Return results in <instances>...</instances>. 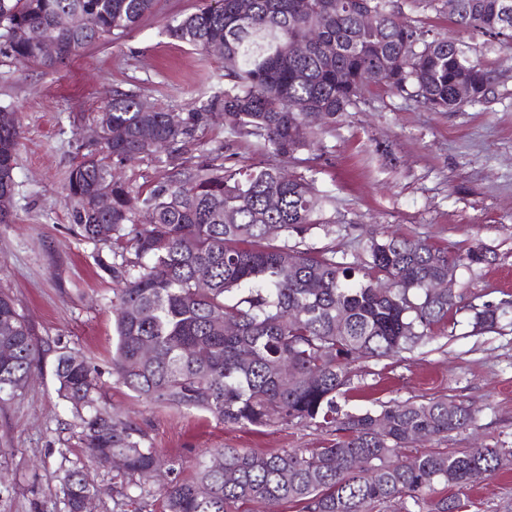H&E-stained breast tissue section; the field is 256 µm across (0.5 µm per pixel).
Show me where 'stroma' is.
<instances>
[{
  "mask_svg": "<svg viewBox=\"0 0 512 512\" xmlns=\"http://www.w3.org/2000/svg\"><path fill=\"white\" fill-rule=\"evenodd\" d=\"M393 3L426 38L450 35L482 47L480 60L496 81L483 103L457 112H428L414 100L370 87L319 146L288 164L289 171L314 179L317 189L334 198L321 216L322 228L306 244L351 260L362 255L369 233H410L460 255L481 245L493 260L458 267L462 296L447 323L437 327L436 343L401 358L357 363L345 406L445 394L473 404L479 430L419 441L408 455L512 448V324L481 333L470 312L474 305L512 301V50L459 29L445 0ZM200 4L160 0L156 13L132 31L86 48L54 72L0 58V107L16 112L22 126L13 221L0 224V290L13 296L46 350L22 395L0 405V483L6 488L0 512H63L55 492L63 472L75 464L88 469L101 489L93 512H161L162 489L192 476L196 457L206 449L270 453L318 448L329 437L314 426L240 428L148 406L112 375L109 268L133 250L96 245L71 231L66 178L92 147L78 117L98 111L118 88L139 90L181 115L196 111L203 94L222 90V62L198 55L167 33L168 25ZM216 148L228 166L268 160L256 138L232 134L220 120L180 143L179 158L194 162ZM58 347L96 365L106 402L127 414L148 443L176 459L175 471L142 478L88 457L76 421L55 390ZM462 501V512H512V470L466 490Z\"/></svg>",
  "mask_w": 512,
  "mask_h": 512,
  "instance_id": "obj_1",
  "label": "stroma"
}]
</instances>
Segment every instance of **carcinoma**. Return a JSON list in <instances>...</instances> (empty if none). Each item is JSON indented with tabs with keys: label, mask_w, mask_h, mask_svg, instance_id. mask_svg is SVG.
Segmentation results:
<instances>
[{
	"label": "carcinoma",
	"mask_w": 512,
	"mask_h": 512,
	"mask_svg": "<svg viewBox=\"0 0 512 512\" xmlns=\"http://www.w3.org/2000/svg\"><path fill=\"white\" fill-rule=\"evenodd\" d=\"M359 0H203L169 26V36L203 55L218 47L224 91L196 112L170 122L169 113L134 90H117L93 117L102 136L70 169L67 199L74 231L94 244L129 238L134 259L110 268L116 343L112 375L146 405L202 412L218 424L266 427L282 422L326 426L335 432L320 448L275 453L210 448L195 476L170 484L162 512H241L253 503L276 512L282 502L301 512H461L460 494L512 465V448L479 455L426 451L408 460L402 449L417 438H446L476 428L473 407L446 397L382 403L344 411L339 399L353 366L413 353L435 340L460 293L431 295L425 284L448 278L460 259L426 239L372 235L360 260L336 251L303 248L330 202L313 181L291 175L283 163L314 147L367 85L407 95L430 112L481 103L493 71L451 36L424 38L391 0H364L379 14L361 28ZM156 0H0V56L19 66L54 69L77 52L131 31L153 13ZM461 29H477L512 49V0H446ZM77 11L97 18L83 32L69 26ZM316 34L308 51L298 38ZM52 38L60 55L44 58ZM467 81L472 98L456 96ZM316 113L317 124L308 116ZM224 116L239 135L256 137L272 161L248 169L228 167L221 149L199 162H176V145L207 118ZM20 138L17 115L0 109V224L11 223L14 169ZM166 154L170 180L145 194L116 167ZM110 206H98L101 194ZM276 224L288 240L268 232ZM207 287H198L199 280ZM392 282L393 288L381 284ZM473 324L492 330L508 318L512 302L470 306ZM235 331L230 332L227 325ZM148 344L152 362L141 359ZM0 403L22 393L43 349L14 299L0 293ZM53 376L57 394L77 421L89 456L105 466L143 475L175 469L146 442L128 418L102 403V383L84 356L61 351ZM441 486L448 494L436 495ZM97 485L81 466L59 483L64 512H81Z\"/></svg>",
	"instance_id": "obj_1"
}]
</instances>
